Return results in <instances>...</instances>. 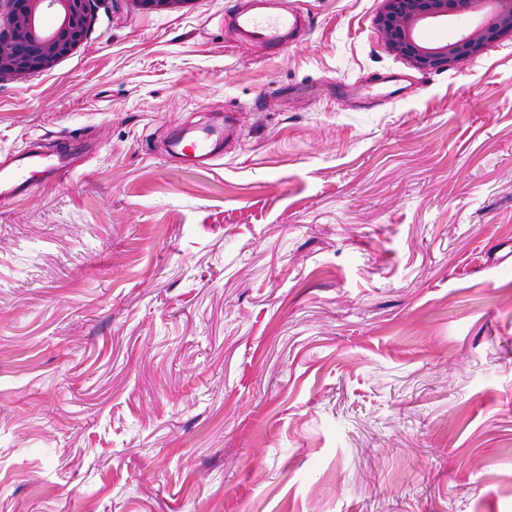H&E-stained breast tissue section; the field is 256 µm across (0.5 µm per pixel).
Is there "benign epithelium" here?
<instances>
[{"mask_svg":"<svg viewBox=\"0 0 512 512\" xmlns=\"http://www.w3.org/2000/svg\"><path fill=\"white\" fill-rule=\"evenodd\" d=\"M374 17L385 48L424 71H447L512 37V0H382ZM93 0H0V77L52 68L85 39ZM450 17L472 20L457 39L430 41L424 29Z\"/></svg>","mask_w":512,"mask_h":512,"instance_id":"obj_1","label":"benign epithelium"}]
</instances>
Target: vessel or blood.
<instances>
[{
    "instance_id": "obj_1",
    "label": "vessel or blood",
    "mask_w": 512,
    "mask_h": 512,
    "mask_svg": "<svg viewBox=\"0 0 512 512\" xmlns=\"http://www.w3.org/2000/svg\"><path fill=\"white\" fill-rule=\"evenodd\" d=\"M304 21L305 15L300 11L278 14L246 8L235 16V24L244 39L261 42L276 50L290 48L298 41L305 28ZM233 134L234 129L228 124L221 129H204L190 136L179 134L172 145L197 161H212L218 156V141ZM72 161L73 150L68 145L52 154L29 151L16 154L11 161L0 163V199L23 198L35 178H51L57 171L69 167Z\"/></svg>"
}]
</instances>
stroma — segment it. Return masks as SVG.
I'll return each mask as SVG.
<instances>
[{"instance_id":"1","label":"stroma","mask_w":512,"mask_h":512,"mask_svg":"<svg viewBox=\"0 0 512 512\" xmlns=\"http://www.w3.org/2000/svg\"><path fill=\"white\" fill-rule=\"evenodd\" d=\"M247 2L101 0L0 80V160L84 144L0 201V512H512V38L421 71L381 0H271L273 53ZM264 7L243 9L235 16V24L245 40L258 41L269 48L286 50L299 39L305 28L303 12L288 14L255 11ZM223 137V131L218 128L202 129L187 137L180 133L172 142L174 148L197 161H212L218 157L216 145Z\"/></svg>"}]
</instances>
